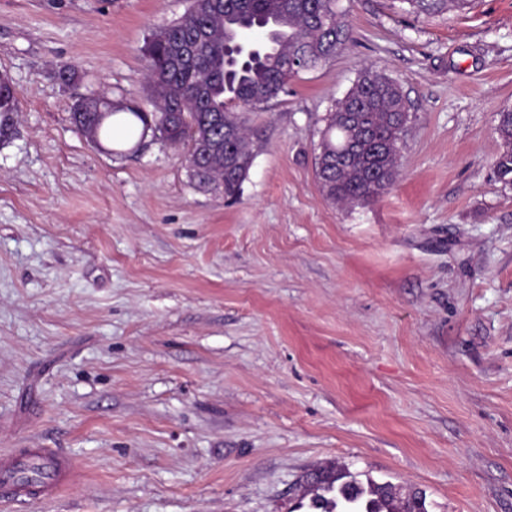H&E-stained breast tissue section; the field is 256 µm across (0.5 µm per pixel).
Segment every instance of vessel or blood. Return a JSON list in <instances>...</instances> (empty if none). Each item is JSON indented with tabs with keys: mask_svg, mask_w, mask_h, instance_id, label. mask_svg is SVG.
Here are the masks:
<instances>
[{
	"mask_svg": "<svg viewBox=\"0 0 512 512\" xmlns=\"http://www.w3.org/2000/svg\"><path fill=\"white\" fill-rule=\"evenodd\" d=\"M77 466L51 448H17L0 454V502L23 504L53 497L74 484Z\"/></svg>",
	"mask_w": 512,
	"mask_h": 512,
	"instance_id": "vessel-or-blood-1",
	"label": "vessel or blood"
}]
</instances>
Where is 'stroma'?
Returning a JSON list of instances; mask_svg holds the SVG:
<instances>
[{
  "label": "stroma",
  "instance_id": "stroma-1",
  "mask_svg": "<svg viewBox=\"0 0 512 512\" xmlns=\"http://www.w3.org/2000/svg\"><path fill=\"white\" fill-rule=\"evenodd\" d=\"M187 7L0 0V453L82 472L0 512H308L329 462L428 512H512V0H339L345 47L245 113L232 203L193 187L186 149L121 128L97 147L69 121L93 93L150 108L143 46ZM367 67L407 99L400 173L339 207L315 158ZM410 9L416 13L430 14L442 11H461L471 0H405ZM17 99L16 92L11 80L10 84L0 85V128L8 125L7 121L10 120L12 112H17ZM497 116L501 152L496 159L495 171L500 181L512 185V109L505 108Z\"/></svg>",
  "mask_w": 512,
  "mask_h": 512
}]
</instances>
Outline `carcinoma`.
Instances as JSON below:
<instances>
[{"label": "carcinoma", "mask_w": 512, "mask_h": 512, "mask_svg": "<svg viewBox=\"0 0 512 512\" xmlns=\"http://www.w3.org/2000/svg\"><path fill=\"white\" fill-rule=\"evenodd\" d=\"M414 12L461 11L471 0H404ZM263 18L275 28L263 34L257 58L225 55L224 47L247 35L236 22ZM146 43L153 111L138 106L114 107L104 119L76 102L70 120L79 134L92 127L99 138L112 135L113 119L140 127L172 145L186 141L198 154L189 168L196 187L234 200L248 178L255 149L240 113L226 107L233 100L247 111L288 92L287 69L294 75L334 56L349 31L338 0H212L198 15L197 0L179 19ZM400 86L385 74L365 69L336 102L321 132L316 178L327 199L338 205L377 201L399 175V147L409 113ZM17 111L13 84L0 85V128ZM501 152L495 171L512 185V109L497 113ZM305 491L311 512H428L421 491L406 496L388 483L363 484L334 466L307 473Z\"/></svg>", "instance_id": "cac0c4a2"}]
</instances>
